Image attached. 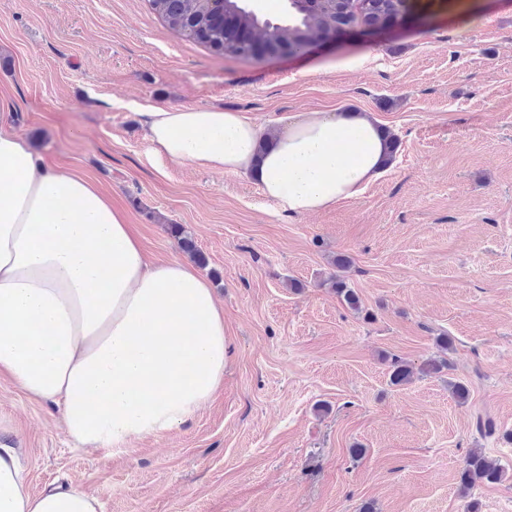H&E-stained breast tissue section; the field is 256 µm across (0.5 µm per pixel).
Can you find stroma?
Returning a JSON list of instances; mask_svg holds the SVG:
<instances>
[{
	"label": "stroma",
	"mask_w": 512,
	"mask_h": 512,
	"mask_svg": "<svg viewBox=\"0 0 512 512\" xmlns=\"http://www.w3.org/2000/svg\"><path fill=\"white\" fill-rule=\"evenodd\" d=\"M0 100V127L93 179L151 260L183 258L168 227L184 225L229 353L208 405L119 455L73 447L59 407L0 376V443L32 492L76 484L100 512H512V0H437L406 26L263 62L214 56L146 0H0ZM150 106L271 125L368 112L398 148L361 197L289 217L247 178L155 155ZM340 254L362 313L325 283ZM444 333L448 371L390 384L392 359L420 366ZM473 448L509 476L465 497Z\"/></svg>",
	"instance_id": "1"
}]
</instances>
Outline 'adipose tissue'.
<instances>
[{"label":"adipose tissue","instance_id":"ef3b65f1","mask_svg":"<svg viewBox=\"0 0 512 512\" xmlns=\"http://www.w3.org/2000/svg\"><path fill=\"white\" fill-rule=\"evenodd\" d=\"M156 153L254 181L280 213L359 198L388 162L364 112H299L272 126L216 107L143 115ZM224 312L186 261H150L91 179L0 128V374L61 409L76 447L124 451L179 428L224 383ZM79 487L31 492L0 446V512H98Z\"/></svg>","mask_w":512,"mask_h":512}]
</instances>
